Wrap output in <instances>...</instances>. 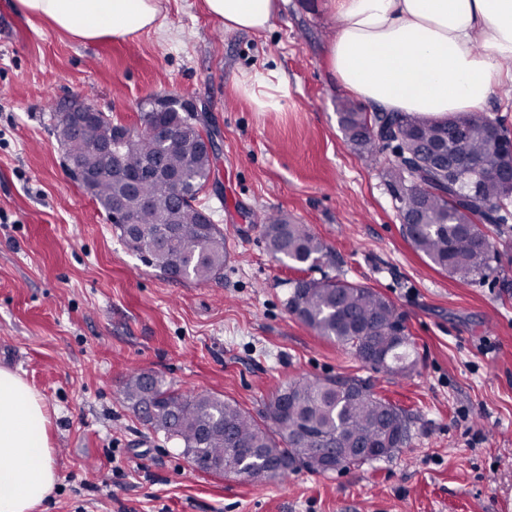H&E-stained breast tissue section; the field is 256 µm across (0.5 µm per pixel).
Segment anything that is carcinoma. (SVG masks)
I'll list each match as a JSON object with an SVG mask.
<instances>
[{
    "label": "carcinoma",
    "mask_w": 512,
    "mask_h": 512,
    "mask_svg": "<svg viewBox=\"0 0 512 512\" xmlns=\"http://www.w3.org/2000/svg\"><path fill=\"white\" fill-rule=\"evenodd\" d=\"M338 110L345 138L366 158L375 157L388 141L400 142L405 154H413L450 121L466 130L464 136L450 140L448 151L454 155L486 159L496 148L492 130L499 143L512 142V133L485 112H460L441 121L405 112L369 114L349 100L340 101ZM143 122L146 127L176 122L181 128L173 130L165 143L143 134L132 147L119 148L117 160L136 174L142 161L160 159L180 175L182 194L160 178L139 177L132 192L129 184L113 180L112 158L90 155L94 145L116 135L105 117L68 140L66 169L81 184L85 166L98 169L96 181L87 189L109 220L114 205L123 203V214L114 226L124 246L146 264L169 278L219 279L224 273V234L216 224L200 223L197 205L213 169V160L200 148L209 133L197 126L193 105L167 97L153 100ZM385 176L400 216L418 218V224L406 230L417 252L460 282L487 274L494 250L483 227L512 218V184L494 176L479 179L437 170L415 175L397 160ZM262 224L267 248L281 262L315 268L330 256L305 224L275 213L266 215ZM288 308L371 369L400 376L413 372L416 359L405 316L374 289L328 276L302 279L294 282ZM144 379L145 371L131 369L123 400L135 410L150 398L155 416L147 424L195 451L192 460L202 470L222 460L244 478L283 482L303 470L325 473L374 461L357 451L361 445L383 448L382 457L387 458L409 441L407 412L355 377L294 379L278 390L258 419L216 395L181 393L157 375L147 389ZM332 446L352 452L337 462L323 460L320 449Z\"/></svg>",
    "instance_id": "obj_1"
}]
</instances>
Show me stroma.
<instances>
[{"label":"stroma","instance_id":"obj_1","mask_svg":"<svg viewBox=\"0 0 512 512\" xmlns=\"http://www.w3.org/2000/svg\"><path fill=\"white\" fill-rule=\"evenodd\" d=\"M0 0V369L52 417L57 481L35 512H512V223L487 276L463 283L412 247L385 181L391 155L347 143L329 77L335 18L285 0L271 29L230 32L202 0H161L163 32L74 41ZM277 68L259 111L239 87ZM192 103L215 145L199 205L224 233L222 278L175 280L127 250L73 180L52 116L83 101L141 128L157 97ZM307 225L318 268L276 261L263 216ZM373 288L407 318L417 364L377 372L288 309L294 281ZM259 414L293 379L362 377L410 418L406 448L282 484L199 470L122 402L131 368ZM250 83L246 82L243 90L250 96L260 111L267 109L277 110L280 108V102L276 95L268 91H275L281 97L288 95V81L278 69H267L256 71L250 76Z\"/></svg>","mask_w":512,"mask_h":512}]
</instances>
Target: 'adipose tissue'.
<instances>
[{"instance_id": "adipose-tissue-1", "label": "adipose tissue", "mask_w": 512, "mask_h": 512, "mask_svg": "<svg viewBox=\"0 0 512 512\" xmlns=\"http://www.w3.org/2000/svg\"><path fill=\"white\" fill-rule=\"evenodd\" d=\"M283 0H204L226 30L263 32ZM337 22L329 70L343 88L383 112L435 119L482 110L512 79V0H328ZM86 42L163 29L158 0H14ZM482 52H475V45ZM259 110L280 107L288 82L276 69L244 88ZM50 413L17 373L0 369V512H34L57 476Z\"/></svg>"}]
</instances>
